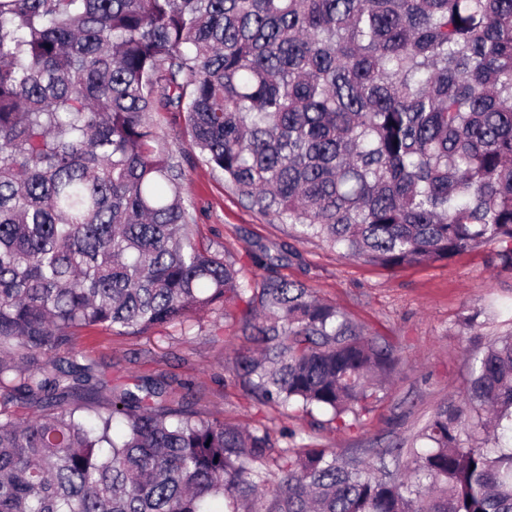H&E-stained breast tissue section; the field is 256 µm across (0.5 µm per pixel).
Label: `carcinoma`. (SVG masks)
<instances>
[{
    "mask_svg": "<svg viewBox=\"0 0 512 512\" xmlns=\"http://www.w3.org/2000/svg\"><path fill=\"white\" fill-rule=\"evenodd\" d=\"M265 216L389 269L512 267V0H0V512H512V334L367 459L111 385L80 330L217 307L258 405L365 425L397 349L192 240L150 114Z\"/></svg>",
    "mask_w": 512,
    "mask_h": 512,
    "instance_id": "cac0c4a2",
    "label": "carcinoma"
}]
</instances>
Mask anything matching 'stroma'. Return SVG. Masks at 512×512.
I'll return each instance as SVG.
<instances>
[{
  "label": "stroma",
  "mask_w": 512,
  "mask_h": 512,
  "mask_svg": "<svg viewBox=\"0 0 512 512\" xmlns=\"http://www.w3.org/2000/svg\"><path fill=\"white\" fill-rule=\"evenodd\" d=\"M153 120L180 162L196 239L223 250L253 281L263 271L250 264V252L263 247L281 256V276L306 283L402 357L364 426L339 430L293 413L286 424L304 431L306 442L350 454L411 438L437 406L460 400L470 356L512 332L501 315L512 309V268L492 264L489 248L395 270L345 259L320 240L295 238L290 225L251 208L188 147L182 118L161 111ZM239 346L220 309L140 336L92 328L77 340L84 361L111 382L130 385L137 376L161 372L188 379L197 411L253 428L278 411L258 408L236 384L231 362Z\"/></svg>",
  "instance_id": "obj_1"
}]
</instances>
